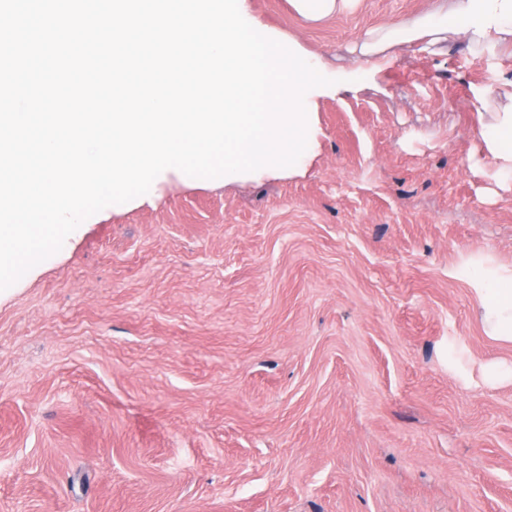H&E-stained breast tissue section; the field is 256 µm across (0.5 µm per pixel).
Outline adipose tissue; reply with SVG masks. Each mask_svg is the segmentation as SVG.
Here are the masks:
<instances>
[{
  "instance_id": "1",
  "label": "adipose tissue",
  "mask_w": 512,
  "mask_h": 512,
  "mask_svg": "<svg viewBox=\"0 0 512 512\" xmlns=\"http://www.w3.org/2000/svg\"><path fill=\"white\" fill-rule=\"evenodd\" d=\"M458 11L467 19L463 34L470 41L491 52L512 47V0H458ZM448 29L447 17L431 13L404 32L378 33L360 46L359 55L362 61H370L398 39L430 47ZM479 135L485 160L500 177L512 180V111L495 113ZM458 273L482 301L488 335L512 343V266L489 265L471 256L460 264Z\"/></svg>"
}]
</instances>
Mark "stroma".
<instances>
[{
	"label": "stroma",
	"mask_w": 512,
	"mask_h": 512,
	"mask_svg": "<svg viewBox=\"0 0 512 512\" xmlns=\"http://www.w3.org/2000/svg\"><path fill=\"white\" fill-rule=\"evenodd\" d=\"M457 0L312 21L300 175L171 173L0 291V512H512V344L462 256L512 265V188L477 134L512 49L352 45Z\"/></svg>",
	"instance_id": "stroma-1"
}]
</instances>
